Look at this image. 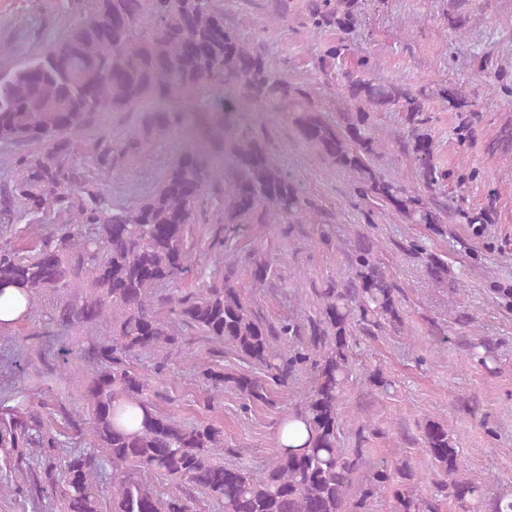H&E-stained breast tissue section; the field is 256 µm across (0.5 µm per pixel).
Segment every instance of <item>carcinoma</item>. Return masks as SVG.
Here are the masks:
<instances>
[{
    "mask_svg": "<svg viewBox=\"0 0 512 512\" xmlns=\"http://www.w3.org/2000/svg\"><path fill=\"white\" fill-rule=\"evenodd\" d=\"M66 32L36 60L0 73V143L16 149L19 173L0 188V223L18 213L49 217L45 233L16 246L0 245V295L19 292L32 309L57 296V321L78 330L103 323L109 335L86 352L92 363L81 390L87 428L59 403L61 423L46 424L36 406L20 403L0 419V448L26 464L14 481L17 493H51L58 512H104L103 478L110 477L111 512H202L210 500L224 512H368L374 489L394 488L397 512H435L437 504L413 493L414 472L405 464L381 466L364 484L355 475L367 449L339 447V405L356 356L357 336L374 337L404 325V288L385 272L376 244L362 237L348 256V271L314 289L315 316L272 321L239 288L240 271L258 287L277 276L257 245L241 239L280 224H313L319 240L335 234V214L302 190L274 159L271 130L260 113L287 115L294 135L312 157L350 178L364 205L365 223L390 210L407 224L437 231L463 217L489 224L493 206L460 214L448 180L463 188L472 171L453 172L434 162L430 100L459 114L474 111L463 87H413L373 77L377 63L354 53L364 0H267L275 22L332 36L313 61L318 80L301 83L281 68L264 44L263 30L245 35L226 15L224 0H78ZM333 91L334 109L315 104ZM104 112H140L123 142L90 139ZM381 112L398 115L403 134L393 147L374 134ZM172 132L189 144L164 167L134 205H116L101 176L121 171L130 156L144 155ZM455 140L475 136L468 117L453 127ZM512 151V124L489 144ZM417 167L419 185L405 186L384 171L389 157ZM206 225L208 248L223 266L199 288L163 294L194 274L193 225ZM409 251L433 278L446 271L425 247ZM212 345L201 376L212 389L230 388L243 407L270 405V388H288L300 371L315 378L309 394L283 422L299 421L307 437L279 446L261 469L226 466L219 422L187 424L165 411L151 375L164 374L189 342ZM229 352L249 365L229 374L216 359ZM154 355L153 374L135 363ZM474 365L495 369L493 347L468 346ZM89 435L91 447L64 448L62 438ZM421 443L441 476L439 496L473 512H512V496L487 495L465 476L448 426L428 420ZM112 468L106 474V468ZM170 480L177 492L156 484Z\"/></svg>",
    "mask_w": 512,
    "mask_h": 512,
    "instance_id": "carcinoma-1",
    "label": "carcinoma"
}]
</instances>
